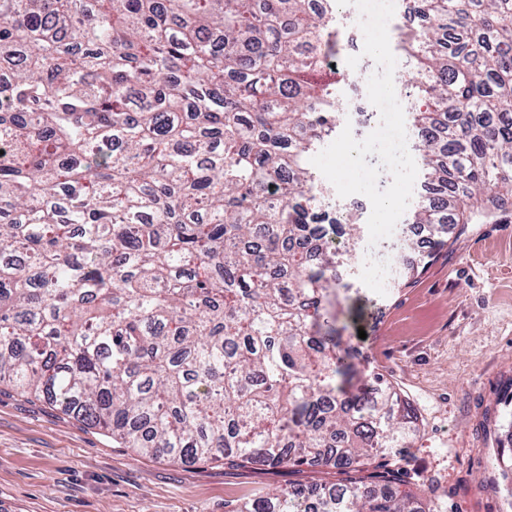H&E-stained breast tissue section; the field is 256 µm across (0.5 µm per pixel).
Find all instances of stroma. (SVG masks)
Instances as JSON below:
<instances>
[{
	"mask_svg": "<svg viewBox=\"0 0 512 512\" xmlns=\"http://www.w3.org/2000/svg\"><path fill=\"white\" fill-rule=\"evenodd\" d=\"M410 283L399 250L384 285L354 267L334 302L343 348L365 373L394 383L419 417L399 454L418 496L439 477L445 512H506L487 488L512 432L476 440L485 410L512 377V223L452 224ZM329 468H228L173 462L122 447L106 430L0 383V512H230L258 491L335 482Z\"/></svg>",
	"mask_w": 512,
	"mask_h": 512,
	"instance_id": "35a3bbf8",
	"label": "stroma"
}]
</instances>
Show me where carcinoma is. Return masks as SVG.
Here are the masks:
<instances>
[{
    "label": "carcinoma",
    "instance_id": "carcinoma-1",
    "mask_svg": "<svg viewBox=\"0 0 512 512\" xmlns=\"http://www.w3.org/2000/svg\"><path fill=\"white\" fill-rule=\"evenodd\" d=\"M431 196L412 224L512 222V0H416ZM317 0H0V382L143 455L348 475L237 512H442L399 489L418 430L313 331L336 252L308 157L336 129ZM494 423L512 421V382ZM384 465L370 467L377 458ZM491 488L512 499V449Z\"/></svg>",
    "mask_w": 512,
    "mask_h": 512
}]
</instances>
